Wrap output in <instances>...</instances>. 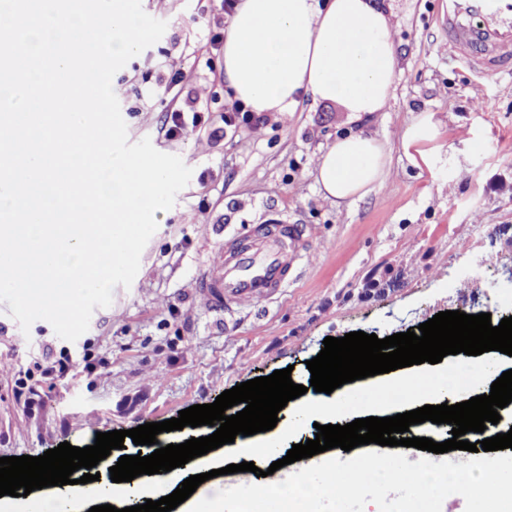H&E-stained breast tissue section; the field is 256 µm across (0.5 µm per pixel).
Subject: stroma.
I'll use <instances>...</instances> for the list:
<instances>
[{
    "label": "stroma",
    "instance_id": "obj_1",
    "mask_svg": "<svg viewBox=\"0 0 512 512\" xmlns=\"http://www.w3.org/2000/svg\"><path fill=\"white\" fill-rule=\"evenodd\" d=\"M165 21L153 46L112 81L128 139L150 138L191 167L174 206L156 214L130 287L116 286L86 333L59 338L35 321L22 332L0 303V457L39 456L58 444L93 445L97 433L161 422L213 403L236 384L290 369L309 385L306 362L325 337L417 330L451 310L512 316V82L480 78L453 61L446 0H385L402 74L386 112L352 123L336 103L304 100L297 111L264 114L258 132L223 126L230 102L215 60L194 65L185 44L205 48L227 32L224 0H141ZM185 75L179 98L162 94L160 74ZM209 113L221 140L168 139L171 103ZM445 116L448 130L432 168L405 159L400 132L415 115ZM353 132L387 139L394 172L353 203L325 199L316 182L320 150ZM463 178H456L459 168ZM300 225L305 249L294 279L262 306L206 309L195 281L222 239L271 220ZM469 250H461L463 240ZM498 256L494 265L484 253ZM472 294L461 297L460 282ZM65 371H56L58 362Z\"/></svg>",
    "mask_w": 512,
    "mask_h": 512
}]
</instances>
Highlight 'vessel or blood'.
<instances>
[{"mask_svg":"<svg viewBox=\"0 0 512 512\" xmlns=\"http://www.w3.org/2000/svg\"><path fill=\"white\" fill-rule=\"evenodd\" d=\"M448 52L483 77L512 78V0H447ZM305 248L294 224H268L220 245L197 282L210 308L253 307L287 288Z\"/></svg>","mask_w":512,"mask_h":512,"instance_id":"vessel-or-blood-1","label":"vessel or blood"}]
</instances>
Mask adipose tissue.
I'll return each mask as SVG.
<instances>
[{"label": "adipose tissue", "mask_w": 512, "mask_h": 512, "mask_svg": "<svg viewBox=\"0 0 512 512\" xmlns=\"http://www.w3.org/2000/svg\"><path fill=\"white\" fill-rule=\"evenodd\" d=\"M222 77L235 100L251 111L293 112L304 99L335 102L353 118L386 111L401 71L390 17L378 0H239L224 39ZM445 124L435 113L416 115L401 132L406 159L415 167L432 166ZM392 159L380 138L351 133L336 137L318 156L316 180L324 197L352 203L380 186ZM331 463L309 460L303 475L286 472L263 477L225 501L217 489L206 512H241L242 501L272 503L273 512H292L291 488L307 486L315 504L339 512L345 500ZM54 506L36 497L21 505H0V512H81L88 503L126 498V483L64 485Z\"/></svg>", "instance_id": "ef3b65f1"}]
</instances>
